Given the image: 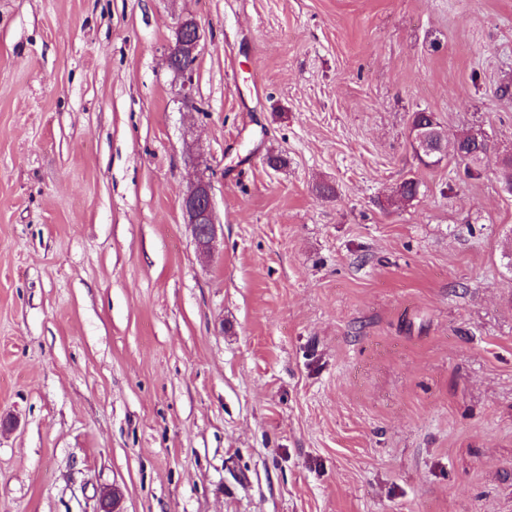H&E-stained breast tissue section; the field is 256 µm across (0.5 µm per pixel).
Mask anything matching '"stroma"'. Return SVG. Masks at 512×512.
I'll list each match as a JSON object with an SVG mask.
<instances>
[{
	"instance_id": "obj_1",
	"label": "stroma",
	"mask_w": 512,
	"mask_h": 512,
	"mask_svg": "<svg viewBox=\"0 0 512 512\" xmlns=\"http://www.w3.org/2000/svg\"><path fill=\"white\" fill-rule=\"evenodd\" d=\"M506 155L512 0H0V512H512ZM191 29L193 31V37L191 40H179L174 42L167 51V61L176 60V57L182 58V56L189 57V59L194 58L196 56V51L199 46V43L202 38L200 26L193 18H183L181 19L177 25L175 32H181L185 29ZM420 128H427L434 132L435 136V153L426 157L428 160H423L420 158V161L425 166H430L433 164H438L441 162L446 155H448V141L445 140V137L441 131L439 123L435 119L433 113L430 112H417L414 113L412 120V132L415 136ZM476 137L484 139L482 136H479L478 133H466L457 139V149L452 146L453 155L461 164H464L465 170L469 173H472V167L476 168L480 166L484 156L470 155L472 144L476 145ZM185 224L192 229L198 250L207 252L217 236L218 226L214 214L211 181L200 172L181 200Z\"/></svg>"
}]
</instances>
